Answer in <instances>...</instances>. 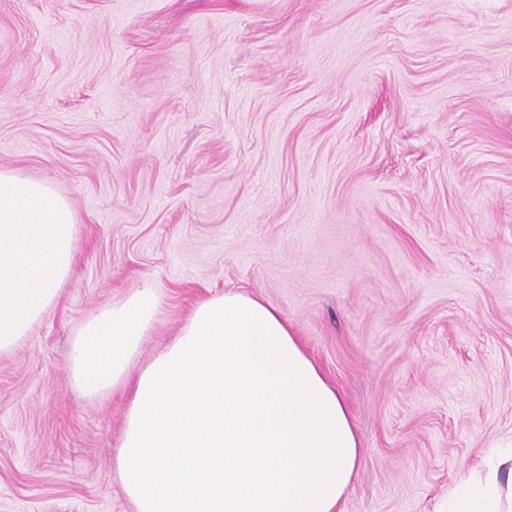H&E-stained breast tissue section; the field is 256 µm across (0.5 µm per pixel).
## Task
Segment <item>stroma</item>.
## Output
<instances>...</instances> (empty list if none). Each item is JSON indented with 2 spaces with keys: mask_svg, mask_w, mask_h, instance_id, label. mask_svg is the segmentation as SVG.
Wrapping results in <instances>:
<instances>
[{
  "mask_svg": "<svg viewBox=\"0 0 512 512\" xmlns=\"http://www.w3.org/2000/svg\"><path fill=\"white\" fill-rule=\"evenodd\" d=\"M72 204L0 356V512H133L77 327L146 277L288 318L362 448L341 512H444L512 442V0H0V167Z\"/></svg>",
  "mask_w": 512,
  "mask_h": 512,
  "instance_id": "35a3bbf8",
  "label": "stroma"
}]
</instances>
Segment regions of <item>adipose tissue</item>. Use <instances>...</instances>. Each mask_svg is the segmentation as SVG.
Segmentation results:
<instances>
[{
    "mask_svg": "<svg viewBox=\"0 0 512 512\" xmlns=\"http://www.w3.org/2000/svg\"><path fill=\"white\" fill-rule=\"evenodd\" d=\"M79 244L70 202L0 168V355L57 302ZM163 312L147 280L82 322L68 368L128 399L117 472L134 512H340L361 448L348 406L287 317L229 289L198 301L146 363ZM449 512H512V449L462 479Z\"/></svg>",
    "mask_w": 512,
    "mask_h": 512,
    "instance_id": "obj_1",
    "label": "adipose tissue"
}]
</instances>
